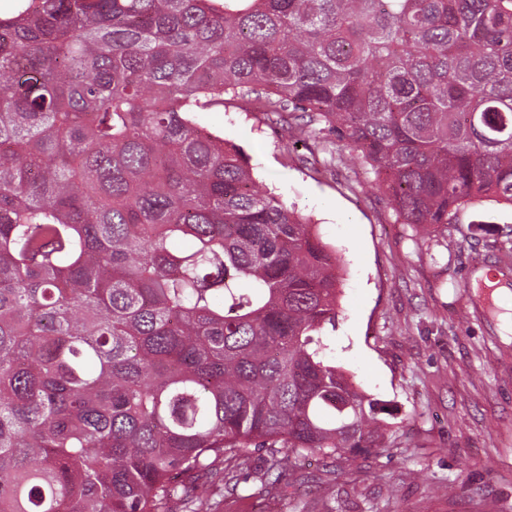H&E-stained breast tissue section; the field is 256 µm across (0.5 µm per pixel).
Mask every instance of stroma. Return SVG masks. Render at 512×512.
I'll list each match as a JSON object with an SVG mask.
<instances>
[{
    "label": "stroma",
    "mask_w": 512,
    "mask_h": 512,
    "mask_svg": "<svg viewBox=\"0 0 512 512\" xmlns=\"http://www.w3.org/2000/svg\"><path fill=\"white\" fill-rule=\"evenodd\" d=\"M239 146L263 186L296 207L341 255L335 326L323 341L354 383L385 406L397 446L349 455L331 484L320 455L306 483L269 484L253 449L222 512H512V266L498 247L512 207L483 201L447 230L397 223L370 168L344 147L335 167L288 151L267 113L243 100L196 115ZM497 275L504 292L475 282Z\"/></svg>",
    "instance_id": "stroma-1"
}]
</instances>
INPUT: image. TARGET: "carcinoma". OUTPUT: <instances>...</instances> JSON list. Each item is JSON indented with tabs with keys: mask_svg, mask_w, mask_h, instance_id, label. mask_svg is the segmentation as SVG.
I'll return each mask as SVG.
<instances>
[{
	"mask_svg": "<svg viewBox=\"0 0 512 512\" xmlns=\"http://www.w3.org/2000/svg\"><path fill=\"white\" fill-rule=\"evenodd\" d=\"M357 153L397 221L512 206V0H22L0 19V512H217L394 446L340 259L194 113ZM219 464L224 483L201 480Z\"/></svg>",
	"mask_w": 512,
	"mask_h": 512,
	"instance_id": "carcinoma-1",
	"label": "carcinoma"
}]
</instances>
